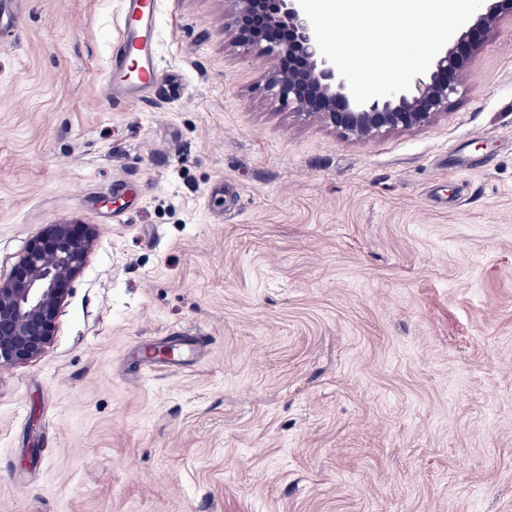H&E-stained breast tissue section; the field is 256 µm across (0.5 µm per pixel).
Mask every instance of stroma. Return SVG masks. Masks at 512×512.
<instances>
[{
	"label": "stroma",
	"instance_id": "obj_1",
	"mask_svg": "<svg viewBox=\"0 0 512 512\" xmlns=\"http://www.w3.org/2000/svg\"><path fill=\"white\" fill-rule=\"evenodd\" d=\"M224 8L161 0L180 92L121 107L123 0L0 38V277L95 236L0 369V512H512V16L433 124L351 140L276 109Z\"/></svg>",
	"mask_w": 512,
	"mask_h": 512
}]
</instances>
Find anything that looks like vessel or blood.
Listing matches in <instances>:
<instances>
[{
  "instance_id": "obj_1",
  "label": "vessel or blood",
  "mask_w": 512,
  "mask_h": 512,
  "mask_svg": "<svg viewBox=\"0 0 512 512\" xmlns=\"http://www.w3.org/2000/svg\"><path fill=\"white\" fill-rule=\"evenodd\" d=\"M159 0H124V38L112 50L111 76L104 96L115 104L128 103L163 82L158 62Z\"/></svg>"
}]
</instances>
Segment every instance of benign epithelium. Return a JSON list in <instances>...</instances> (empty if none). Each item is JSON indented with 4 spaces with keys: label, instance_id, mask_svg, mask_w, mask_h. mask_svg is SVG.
Wrapping results in <instances>:
<instances>
[{
    "label": "benign epithelium",
    "instance_id": "1",
    "mask_svg": "<svg viewBox=\"0 0 512 512\" xmlns=\"http://www.w3.org/2000/svg\"><path fill=\"white\" fill-rule=\"evenodd\" d=\"M225 4L234 45L276 63L265 90L277 109L317 119L354 140L423 128L448 111L460 85L459 73L502 15L512 10V0H484L440 50L426 76L407 91L360 105L336 67L320 54L298 0ZM93 247V235L84 225L49 224L0 279V368L32 362L53 344L71 282L83 271Z\"/></svg>",
    "mask_w": 512,
    "mask_h": 512
}]
</instances>
